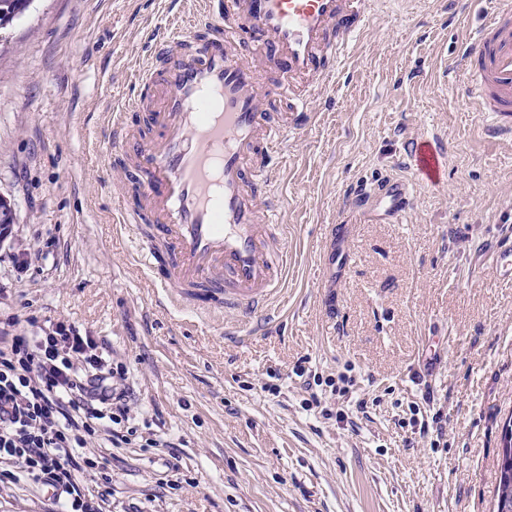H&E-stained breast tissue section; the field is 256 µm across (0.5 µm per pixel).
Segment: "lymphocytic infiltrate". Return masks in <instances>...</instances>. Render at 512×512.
I'll return each instance as SVG.
<instances>
[{
    "instance_id": "lymphocytic-infiltrate-1",
    "label": "lymphocytic infiltrate",
    "mask_w": 512,
    "mask_h": 512,
    "mask_svg": "<svg viewBox=\"0 0 512 512\" xmlns=\"http://www.w3.org/2000/svg\"><path fill=\"white\" fill-rule=\"evenodd\" d=\"M0 320V489L25 482L54 512H108L112 478L85 448L100 430L112 447L132 444L125 368L105 367L97 341L57 323L40 335Z\"/></svg>"
}]
</instances>
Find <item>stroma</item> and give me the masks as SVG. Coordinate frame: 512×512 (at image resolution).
<instances>
[{"mask_svg":"<svg viewBox=\"0 0 512 512\" xmlns=\"http://www.w3.org/2000/svg\"><path fill=\"white\" fill-rule=\"evenodd\" d=\"M193 8L34 0L0 35V197L27 253L19 268L0 249V318L24 334L74 325L125 367L133 422L157 445L88 444L112 475V512H492L512 417V276L488 248L512 242V140L485 137L445 73L478 6L452 16L446 0H381L315 124L270 169L293 261L281 322L254 317L240 342L224 318L150 284L112 223L119 198L137 195L98 152L155 35ZM409 136L444 153L439 184L403 164ZM389 176L409 182L413 208L355 226L325 308L326 227L353 186ZM342 375L345 398L329 387ZM415 407L440 418L439 443L411 424Z\"/></svg>","mask_w":512,"mask_h":512,"instance_id":"1","label":"stroma"}]
</instances>
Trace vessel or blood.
Returning <instances> with one entry per match:
<instances>
[{
  "mask_svg": "<svg viewBox=\"0 0 512 512\" xmlns=\"http://www.w3.org/2000/svg\"><path fill=\"white\" fill-rule=\"evenodd\" d=\"M374 0H198L195 12L172 17L158 43L163 69L145 67L135 87L154 89L150 114L157 132L132 135L113 120L100 144L103 157L122 159L138 177L139 209H120L131 233L151 226V249L166 262L158 281L179 305L199 313L231 314L247 323L274 317L273 305L288 272L282 201L269 184L274 157L289 136L311 127V104L333 80L340 54L373 16ZM288 66V109L270 112L261 69ZM462 100L485 117L490 139L512 138V0H484L480 30L464 42L454 68ZM416 173L441 180L442 157L430 140L406 147ZM413 205L405 181L362 185L348 201L347 222L329 225L323 262L340 270L347 257L349 224H366L374 207L399 223Z\"/></svg>",
  "mask_w": 512,
  "mask_h": 512,
  "instance_id": "b4317fda",
  "label": "vessel or blood"
}]
</instances>
